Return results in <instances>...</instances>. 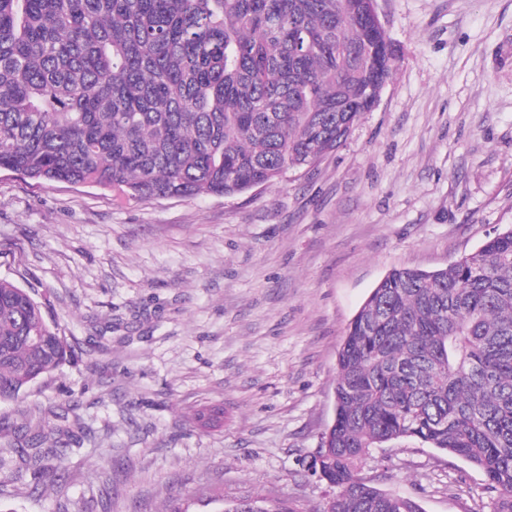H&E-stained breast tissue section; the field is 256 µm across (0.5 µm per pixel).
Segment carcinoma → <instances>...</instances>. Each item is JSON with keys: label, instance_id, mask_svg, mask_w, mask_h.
I'll use <instances>...</instances> for the list:
<instances>
[{"label": "carcinoma", "instance_id": "cac0c4a2", "mask_svg": "<svg viewBox=\"0 0 512 512\" xmlns=\"http://www.w3.org/2000/svg\"><path fill=\"white\" fill-rule=\"evenodd\" d=\"M382 39L364 0H0V170L137 200L242 194L346 141L396 68ZM67 359L41 302L0 280V401ZM50 432L0 457V486L56 473L83 426ZM399 438L467 460L512 512V226L446 269L389 271L358 309L316 460L324 512H423L360 476Z\"/></svg>", "mask_w": 512, "mask_h": 512}]
</instances>
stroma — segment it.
I'll return each instance as SVG.
<instances>
[{
    "label": "stroma",
    "instance_id": "stroma-1",
    "mask_svg": "<svg viewBox=\"0 0 512 512\" xmlns=\"http://www.w3.org/2000/svg\"><path fill=\"white\" fill-rule=\"evenodd\" d=\"M399 62L315 167L224 197L119 200L0 171V279L71 358L0 402V448L79 416L59 476L7 512H323L315 457L347 325L394 268L434 271L512 226V0H377ZM360 473L423 512H490L469 462L400 439ZM221 499L220 511L218 512H299L288 501H281L274 508L273 511H266L267 507L261 500H242V501H224V496H218Z\"/></svg>",
    "mask_w": 512,
    "mask_h": 512
}]
</instances>
